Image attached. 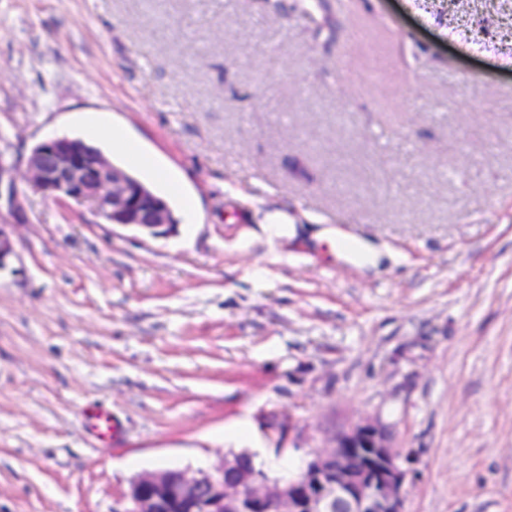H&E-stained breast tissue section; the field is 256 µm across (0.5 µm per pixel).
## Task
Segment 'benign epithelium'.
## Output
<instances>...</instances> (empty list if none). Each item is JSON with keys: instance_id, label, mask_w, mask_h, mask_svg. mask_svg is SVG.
<instances>
[{"instance_id": "1", "label": "benign epithelium", "mask_w": 512, "mask_h": 512, "mask_svg": "<svg viewBox=\"0 0 512 512\" xmlns=\"http://www.w3.org/2000/svg\"><path fill=\"white\" fill-rule=\"evenodd\" d=\"M29 186L46 198L88 203L109 224L153 236L173 225L169 206L80 139L55 136L26 159ZM19 162L0 148V271L17 259L11 226L27 222L16 180ZM415 452L391 444L387 427L367 419L334 434L296 471L272 480L250 453L207 470L138 477L125 512H404V486L415 477Z\"/></svg>"}]
</instances>
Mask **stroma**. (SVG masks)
Here are the masks:
<instances>
[{
	"label": "stroma",
	"mask_w": 512,
	"mask_h": 512,
	"mask_svg": "<svg viewBox=\"0 0 512 512\" xmlns=\"http://www.w3.org/2000/svg\"><path fill=\"white\" fill-rule=\"evenodd\" d=\"M414 3L0 0V143H99L177 222L22 189L0 512H125L245 450L275 476L375 418L405 512H512V0ZM87 425L94 437L105 440L112 445H118L123 439L121 425L112 415L93 407L86 411Z\"/></svg>",
	"instance_id": "obj_1"
}]
</instances>
